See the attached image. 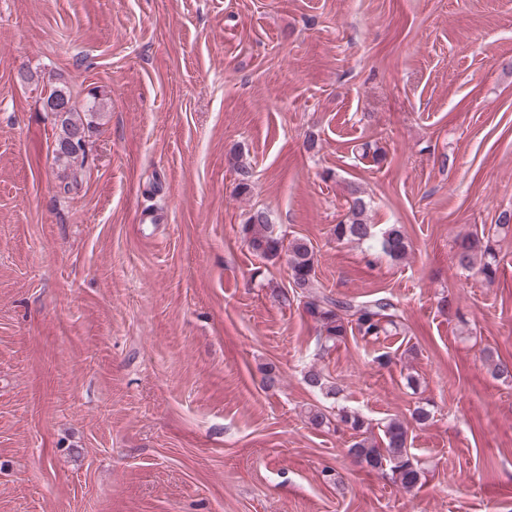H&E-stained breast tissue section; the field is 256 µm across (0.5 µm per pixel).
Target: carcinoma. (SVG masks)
Returning <instances> with one entry per match:
<instances>
[{
	"instance_id": "carcinoma-1",
	"label": "carcinoma",
	"mask_w": 512,
	"mask_h": 512,
	"mask_svg": "<svg viewBox=\"0 0 512 512\" xmlns=\"http://www.w3.org/2000/svg\"><path fill=\"white\" fill-rule=\"evenodd\" d=\"M54 98L69 101L65 111L55 113L59 132L56 133L53 148L55 160L64 164L61 189L67 193L73 186L68 181V173H77L73 163L85 157L86 132L100 117V112L94 94L83 111H77L72 103V91L64 83H58L50 89L47 99ZM350 196L347 221L335 225L332 235L338 242H370L375 238V225L367 222V203L356 188L350 190ZM242 233L248 248L260 259L269 261L286 254L288 270L295 287L302 290L313 287L317 260L313 248L305 239L285 241L284 237L274 232L266 212L262 210L249 215L242 225ZM379 246L384 254L394 260H401L407 255L406 237L396 227L383 232ZM455 259L461 269L470 271L476 268L486 282H495L498 263L490 244H483L478 238L464 237L456 243ZM306 311L319 325L320 337L328 348L344 341L349 335L376 340L381 335L391 334L398 327L397 305L386 297L353 301L324 295L308 301ZM305 382L310 389L327 397L339 394V388L313 368L306 373ZM338 418L351 431L352 442L348 452L359 463L372 469L388 467L394 480L407 490L420 483L421 470L414 464L408 448V425L397 420L389 422L383 430L384 436L378 442L368 436L369 427L359 414L342 409Z\"/></svg>"
}]
</instances>
